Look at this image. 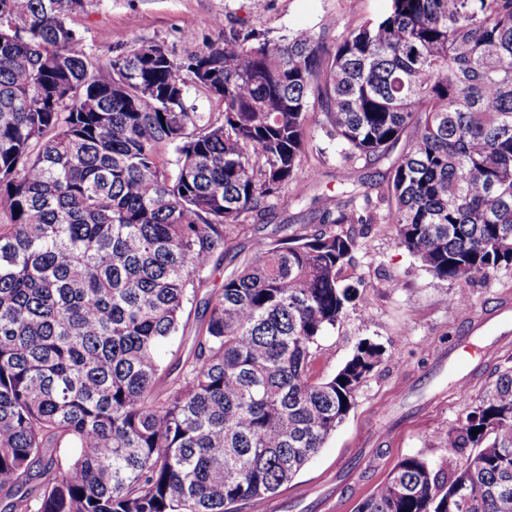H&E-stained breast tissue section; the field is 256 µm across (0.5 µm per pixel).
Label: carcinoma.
<instances>
[{
    "label": "carcinoma",
    "mask_w": 512,
    "mask_h": 512,
    "mask_svg": "<svg viewBox=\"0 0 512 512\" xmlns=\"http://www.w3.org/2000/svg\"><path fill=\"white\" fill-rule=\"evenodd\" d=\"M93 2L0 0V504L236 512L324 447L383 356L362 339L312 376L365 298L339 226L392 225L439 280L512 268V0H391L330 43L331 23L231 29L105 62L70 25ZM317 129L351 190L257 240L167 381L157 347L248 218L318 177ZM381 160L380 216L353 171ZM440 440L439 463L401 458L356 512H512V365Z\"/></svg>",
    "instance_id": "1"
}]
</instances>
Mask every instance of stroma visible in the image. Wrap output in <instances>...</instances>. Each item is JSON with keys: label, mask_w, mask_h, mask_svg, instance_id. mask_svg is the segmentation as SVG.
I'll return each mask as SVG.
<instances>
[{"label": "stroma", "mask_w": 512, "mask_h": 512, "mask_svg": "<svg viewBox=\"0 0 512 512\" xmlns=\"http://www.w3.org/2000/svg\"><path fill=\"white\" fill-rule=\"evenodd\" d=\"M389 7V0H102L74 15L71 24L88 52L102 61L136 42L165 45L180 57L223 42L231 27L276 39L331 18L338 35ZM188 30L193 33L189 40L184 37ZM313 144L325 156L317 179L291 185L270 211L250 217L234 234L223 264L197 288V297L219 289L225 276L252 254L257 239L273 237L286 224H317L314 199L339 194L341 176L333 143L319 131ZM351 230L357 248L343 275L364 281L369 303L348 310L336 329L322 337L312 372L318 378L334 375L363 339L381 344L384 355L325 447L273 500L244 504L240 512H354L401 457L445 456L448 449L440 433L464 419L467 405L479 403L495 383L497 366L512 357V271L471 287L470 307L464 312L445 301L457 283L434 278L398 246L390 225L355 224ZM501 318L508 321L505 330L473 337L480 346L497 344L493 356L448 360L455 337L464 335L472 322ZM460 378L468 386L464 399L448 386Z\"/></svg>", "instance_id": "obj_1"}]
</instances>
